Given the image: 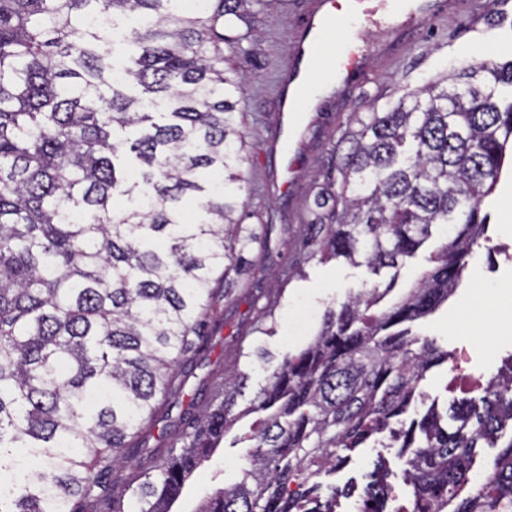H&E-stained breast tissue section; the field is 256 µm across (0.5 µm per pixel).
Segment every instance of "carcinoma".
I'll return each instance as SVG.
<instances>
[{
	"label": "carcinoma",
	"mask_w": 512,
	"mask_h": 512,
	"mask_svg": "<svg viewBox=\"0 0 512 512\" xmlns=\"http://www.w3.org/2000/svg\"><path fill=\"white\" fill-rule=\"evenodd\" d=\"M264 0H0V512H77L157 409L178 400L213 303V274L244 272L257 228L244 207L248 51ZM384 110L355 115L338 178L314 198L310 255L378 275L443 225L416 287L348 292L310 343L285 352L236 410L248 374L186 413L179 452L137 475L112 507L173 512L237 422L258 415L241 478L195 512H336L318 478L390 434L419 512H512V359L441 425L405 423L448 351L407 325L458 288L484 237V198L512 139V60L462 67ZM497 448L490 485L471 482Z\"/></svg>",
	"instance_id": "cac0c4a2"
}]
</instances>
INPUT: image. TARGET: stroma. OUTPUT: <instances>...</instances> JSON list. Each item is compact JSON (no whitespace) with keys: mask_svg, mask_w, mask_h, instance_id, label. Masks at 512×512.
Returning a JSON list of instances; mask_svg holds the SVG:
<instances>
[{"mask_svg":"<svg viewBox=\"0 0 512 512\" xmlns=\"http://www.w3.org/2000/svg\"><path fill=\"white\" fill-rule=\"evenodd\" d=\"M311 0H270L258 22L251 47L253 62L246 86L244 127L248 160L243 166V199L248 223L261 229V240L247 257L244 274L236 278L229 298L209 309L208 340L198 350L178 403L161 406L135 439L128 466L102 478L100 499L111 500L113 487L132 480L150 460L177 441L184 409L201 411L216 396L214 383L231 366L247 372L248 386L238 403L248 406L267 372L254 352L263 349L274 357L302 347L319 328L324 312L337 305L347 290L391 286L390 300H398L429 268V257L440 244L430 239L398 270L371 274L366 268L341 261L308 257L302 243L309 236L308 209L314 194L336 165V142L351 125L354 113L367 112L371 103L397 102L426 81L452 69L483 62L512 59V0L460 9L461 0H447L444 15L426 29L406 38L393 56L373 54L367 60L366 85L343 97L326 96L300 145L304 161L295 173V188L285 187L280 161L266 150L276 123L275 88L295 35V20ZM512 202V145L506 151L500 181L486 199L490 246L478 249L456 293L434 314L416 321L413 334L433 339L448 352L467 347L472 371L491 377L512 357V223L503 211ZM275 300V335L257 330L260 310ZM250 358L240 357V350ZM398 448L365 446L353 452L344 469L330 482L366 486L377 460L398 469ZM241 449H219L193 478L189 496L177 512H193L198 499L217 479L231 482L241 475Z\"/></svg>","mask_w":512,"mask_h":512,"instance_id":"35a3bbf8","label":"stroma"}]
</instances>
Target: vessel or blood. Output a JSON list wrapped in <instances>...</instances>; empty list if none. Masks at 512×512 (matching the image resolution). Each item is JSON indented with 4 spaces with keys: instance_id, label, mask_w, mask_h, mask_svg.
<instances>
[{
    "instance_id": "vessel-or-blood-1",
    "label": "vessel or blood",
    "mask_w": 512,
    "mask_h": 512,
    "mask_svg": "<svg viewBox=\"0 0 512 512\" xmlns=\"http://www.w3.org/2000/svg\"><path fill=\"white\" fill-rule=\"evenodd\" d=\"M353 17L364 27L378 26L390 19L393 30L416 31L424 28L444 10L442 0H353ZM336 0H317L316 7L300 21L301 33L295 40L278 85V134L282 165L292 172L300 160V116L319 111V103L310 96V81L325 64L322 38L337 23ZM340 80L358 85L368 79L361 50L348 52L337 69Z\"/></svg>"
}]
</instances>
